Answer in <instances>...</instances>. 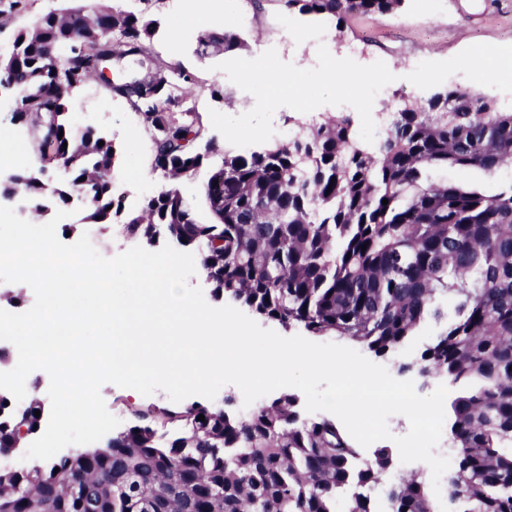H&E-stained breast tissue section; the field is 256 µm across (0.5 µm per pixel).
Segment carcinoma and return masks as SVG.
Here are the masks:
<instances>
[{"label": "carcinoma", "mask_w": 512, "mask_h": 512, "mask_svg": "<svg viewBox=\"0 0 512 512\" xmlns=\"http://www.w3.org/2000/svg\"><path fill=\"white\" fill-rule=\"evenodd\" d=\"M280 2L289 14L340 24L392 14L403 0ZM155 31L156 21L101 3L92 12H50L38 30L15 37L13 120L32 125L39 157L69 165L58 203L109 180L92 195L95 222L123 210L110 184L116 149L75 128L69 112L91 78L89 54L72 53L71 70L54 74L47 51L80 32L107 33L97 46L112 55V94L140 114L153 169L178 180L199 171L211 144L200 116L180 109L181 82L191 77L150 49ZM199 44L226 53L244 46L229 26L202 33ZM288 121L293 132L284 140L224 151L203 184L213 222H200L172 184L128 214L123 232L147 245L161 235L184 239L201 252L216 297L377 358L400 355L423 321L443 319V304L457 300L459 319L399 370L462 386L448 437L454 512H512V182L487 196L435 177L448 167H512V111L446 87L376 113L369 140L348 112ZM216 196L224 208L211 204ZM7 401L0 394V452L10 453L23 440L20 428L31 435L41 425L34 411L43 404L32 399L16 410ZM296 405L284 394L245 417L200 404L137 412L136 424L96 449L0 468V512H378L379 487L385 512H437L423 474L390 480L391 449H375L358 467L357 448L336 421L303 419Z\"/></svg>", "instance_id": "cac0c4a2"}]
</instances>
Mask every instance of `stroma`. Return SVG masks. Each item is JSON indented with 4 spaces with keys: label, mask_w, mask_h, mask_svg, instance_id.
Listing matches in <instances>:
<instances>
[{
    "label": "stroma",
    "mask_w": 512,
    "mask_h": 512,
    "mask_svg": "<svg viewBox=\"0 0 512 512\" xmlns=\"http://www.w3.org/2000/svg\"><path fill=\"white\" fill-rule=\"evenodd\" d=\"M126 11L154 19L157 33L152 52L193 76L183 107L198 112L217 152L194 180L179 184L195 203L201 221L210 216L200 194L211 167L220 163L221 150L239 149L275 140L273 125L286 117H329L355 113L359 132L371 133L376 112L383 107L378 82H387L398 99L428 96L439 87H479L481 93L506 111L512 110V74L501 71L479 79L481 65H494L498 54L512 53V0H404L391 15H358L345 29L335 21L312 19L283 11L279 0H205L200 15L183 16L172 0H103ZM79 0H0V49L10 50L20 29L51 11L78 6ZM217 15L235 27L246 46L234 53H198V37L209 16ZM266 67L264 82L248 77L251 63ZM365 79L362 97L349 85L354 75ZM304 89L294 96L292 85ZM17 94L0 91V143L17 154V161H0V172H15L36 162L33 135L10 116ZM78 125H92L113 136L116 160L112 177L116 193L135 207L168 186L152 171V141L141 118L125 99L112 96L96 81L82 85L70 109ZM95 230L97 251L112 257L133 247L116 224H90L82 214L63 219L58 238L77 241ZM101 395L111 414L128 425L135 411L170 400L165 392L132 396L130 389L104 384Z\"/></svg>",
    "instance_id": "35a3bbf8"
}]
</instances>
